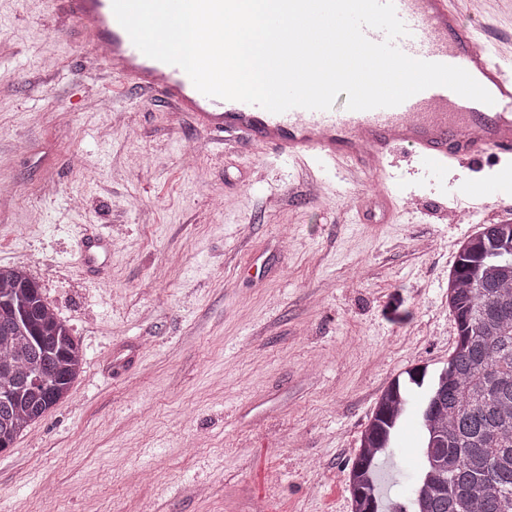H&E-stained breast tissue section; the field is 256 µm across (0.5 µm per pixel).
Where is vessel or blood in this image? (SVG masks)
<instances>
[{"mask_svg": "<svg viewBox=\"0 0 512 512\" xmlns=\"http://www.w3.org/2000/svg\"><path fill=\"white\" fill-rule=\"evenodd\" d=\"M408 29L396 39L406 55L467 70L493 97L487 105L449 88L425 89L389 108L353 111L293 108L272 113L198 91L179 67L145 56L119 25L112 0H60L78 26L83 45L144 100L160 99L188 115L197 130L242 139L273 150L284 163L310 162L325 183L356 176L375 187L388 181L384 200L401 177L393 159L405 151L427 168L470 164L485 157L512 159V39L492 38L487 25L465 29L453 0H394Z\"/></svg>", "mask_w": 512, "mask_h": 512, "instance_id": "b4317fda", "label": "vessel or blood"}]
</instances>
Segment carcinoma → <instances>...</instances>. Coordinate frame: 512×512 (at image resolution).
Returning <instances> with one entry per match:
<instances>
[{
	"label": "carcinoma",
	"instance_id": "obj_1",
	"mask_svg": "<svg viewBox=\"0 0 512 512\" xmlns=\"http://www.w3.org/2000/svg\"><path fill=\"white\" fill-rule=\"evenodd\" d=\"M457 340L433 376L407 371L382 392L348 469L352 512H382L376 473L410 386L428 387L422 463L391 512H512V224L464 240L448 274ZM85 355L22 266H0V446L65 398Z\"/></svg>",
	"mask_w": 512,
	"mask_h": 512
}]
</instances>
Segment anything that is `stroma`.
I'll use <instances>...</instances> for the list:
<instances>
[{"label":"stroma","mask_w":512,"mask_h":512,"mask_svg":"<svg viewBox=\"0 0 512 512\" xmlns=\"http://www.w3.org/2000/svg\"><path fill=\"white\" fill-rule=\"evenodd\" d=\"M512 33V0L461 21ZM502 197L454 222L448 183ZM0 266L25 267L85 365L0 451V512H350L348 464L388 383L447 362L459 245L512 223V166L316 194L143 103L53 0H0ZM109 241L85 264L88 237ZM377 486L421 463L412 390Z\"/></svg>","instance_id":"stroma-1"}]
</instances>
